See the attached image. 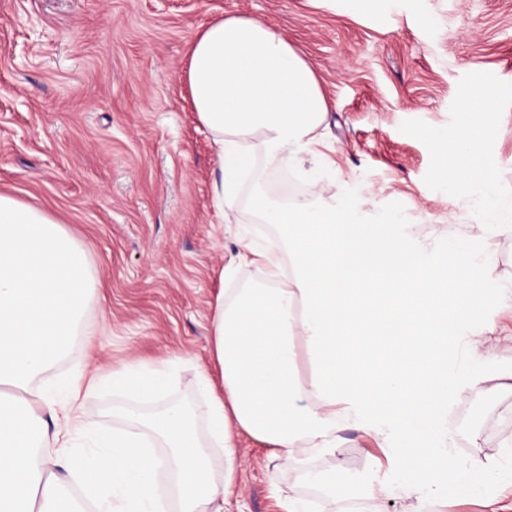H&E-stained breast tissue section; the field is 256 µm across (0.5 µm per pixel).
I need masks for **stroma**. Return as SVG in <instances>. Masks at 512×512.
I'll use <instances>...</instances> for the list:
<instances>
[{"label":"stroma","mask_w":512,"mask_h":512,"mask_svg":"<svg viewBox=\"0 0 512 512\" xmlns=\"http://www.w3.org/2000/svg\"><path fill=\"white\" fill-rule=\"evenodd\" d=\"M374 14L362 0H0V193L41 208L85 249L97 299L85 315L92 342L76 341L37 383L107 375L134 363L168 365L166 390L143 399L146 413L197 401L210 366V320L222 288L263 285L261 268L222 271L248 235L281 245L247 208L256 195L279 201L293 176L305 203L370 191L369 213L398 212L423 239L452 229L478 246L486 269L475 326L512 329L498 291L512 286V234L494 225L489 203L512 202V0H399ZM257 18L287 36L314 68L327 115L311 138L315 154L283 160L255 147L227 222H218L215 148L193 109L186 48L220 17ZM490 91L483 116L491 181L450 196L436 175L429 130L455 137L471 93ZM494 365L483 389L448 402V442L459 463L489 476L481 493L432 501L431 512H512V339L485 342ZM128 397L101 387L76 405L94 428L125 426ZM238 484L226 512H279L294 496L315 512H349L317 474L344 470L370 489L372 512H413L398 491L388 449L351 426L336 449L287 463L247 434L235 439ZM394 494H386V487Z\"/></svg>","instance_id":"stroma-1"}]
</instances>
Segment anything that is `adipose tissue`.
I'll return each instance as SVG.
<instances>
[{"label": "adipose tissue", "instance_id": "obj_1", "mask_svg": "<svg viewBox=\"0 0 512 512\" xmlns=\"http://www.w3.org/2000/svg\"><path fill=\"white\" fill-rule=\"evenodd\" d=\"M186 78L194 109L216 150L212 201L226 219L254 144L272 155L299 154L326 116L318 78L286 37L257 19L230 16L201 26L189 43ZM488 93L471 106L455 140L430 131L438 173L450 192L489 180L484 151ZM364 197L316 207L256 196L261 223L283 233L282 251L242 239L239 258L264 269L260 288L217 298L212 365L199 371L200 435L190 406L151 417L128 408L124 430H93L99 452L70 462L96 512H161L156 491L171 474L178 512H224L236 481L233 439L244 432L284 461L336 447V430L354 425L393 450L405 493L418 506L482 487L487 475L458 466L446 450L449 398L462 387L450 355L466 345L470 387L489 359L465 339L483 302L486 261L454 235L417 240L396 215L367 218ZM84 250L47 212L0 193V512H76L51 449L68 444L79 380L36 389L57 362L95 297ZM305 344L308 379L295 371ZM166 371L145 365L99 377L113 392L159 394ZM426 446H418L420 437ZM166 454L151 451V444Z\"/></svg>", "mask_w": 512, "mask_h": 512}]
</instances>
